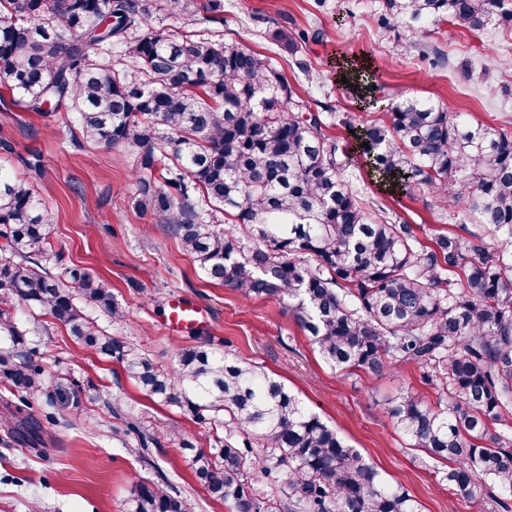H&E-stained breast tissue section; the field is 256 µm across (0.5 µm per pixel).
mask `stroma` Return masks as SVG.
Listing matches in <instances>:
<instances>
[{
  "mask_svg": "<svg viewBox=\"0 0 512 512\" xmlns=\"http://www.w3.org/2000/svg\"><path fill=\"white\" fill-rule=\"evenodd\" d=\"M381 13L380 0H224L223 22L204 21L199 29L271 58L297 95L328 115L329 134L348 144L353 138L341 120L355 114L357 97L342 76L351 63L376 73L382 102L430 98L512 131V96L503 93L512 87V65L488 59L512 50L511 32L490 27L472 34L441 24L411 34L399 25L383 27ZM278 25L305 33L297 51L268 37ZM0 170L28 180L52 207V272L64 277L80 268L107 281L127 311L122 335L153 363L169 368L180 349L209 339L222 343L238 359L284 381L384 477L406 487L422 512H494L491 503L449 494L434 474L435 461L409 447L387 418L384 404L398 388L434 400L419 368L396 366L378 378L336 371L282 303L246 299L208 282L168 232L166 214L141 196L139 181L152 177L136 149L86 143L75 113L37 114L10 101L0 105ZM345 176L362 188L370 210L382 207L434 229L455 231L465 222L430 196H402L365 168H348ZM178 297L207 313L206 325L187 336L165 326L168 305ZM32 321L39 330L31 339L52 370L70 374L80 388L119 398L126 414L154 434L155 464L147 466L113 440L117 420L106 408H71L67 423L45 424L50 445L0 441V512H126L135 484L153 478L158 468L195 512H227L197 483L183 448L187 441L211 448L216 437H227L224 427L193 421L148 396L122 365L83 348L49 316L37 314Z\"/></svg>",
  "mask_w": 512,
  "mask_h": 512,
  "instance_id": "obj_1",
  "label": "stroma"
}]
</instances>
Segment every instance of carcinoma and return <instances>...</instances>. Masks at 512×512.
<instances>
[{"mask_svg": "<svg viewBox=\"0 0 512 512\" xmlns=\"http://www.w3.org/2000/svg\"><path fill=\"white\" fill-rule=\"evenodd\" d=\"M179 25L145 24V0H0V84L31 112L78 114L83 137L140 151L141 167L166 171V191L144 182L169 230L212 283L244 297L288 299L325 361L378 375L415 364L436 393L408 390L385 413L409 446L446 463L448 490L512 512V134L450 112L429 98L384 106L386 119L354 140L380 181L410 199H446L494 240L370 216L344 177L346 153L269 58L190 31L224 0H166ZM382 25L416 34L448 23L471 33L512 31V0H383ZM271 38L297 48L286 27ZM118 49L122 66L112 63ZM368 146H362V143ZM200 192L191 198L186 181ZM231 227L201 223L199 205ZM55 214L25 181L0 175V378L16 398L4 426L44 443L34 406L52 422L82 404L70 376L47 371L19 314L43 311L69 335L121 363L148 395L234 440L196 451L188 468L228 512H420L282 381L213 346L180 350L167 370L125 336L101 327L80 299L113 324L125 310L104 282L69 271L73 289L43 265ZM150 466L156 437L132 419L112 428ZM136 485L129 512H194L162 470Z\"/></svg>", "mask_w": 512, "mask_h": 512, "instance_id": "cac0c4a2", "label": "carcinoma"}]
</instances>
